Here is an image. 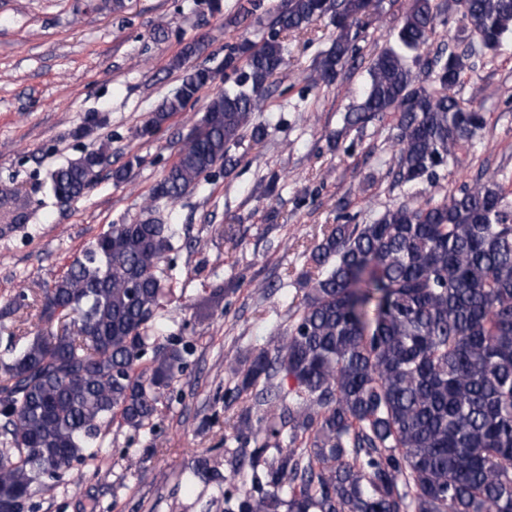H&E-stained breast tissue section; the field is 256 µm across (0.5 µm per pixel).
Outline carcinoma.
Instances as JSON below:
<instances>
[{
	"mask_svg": "<svg viewBox=\"0 0 512 512\" xmlns=\"http://www.w3.org/2000/svg\"><path fill=\"white\" fill-rule=\"evenodd\" d=\"M328 0H281L258 41L243 37L224 56L234 86L212 96L176 159L152 188L146 217L114 224L76 256L44 293L41 315H71L70 326L39 330L0 360V512L48 491L71 462L95 447L103 425L121 416L140 428L182 369L173 345L153 348L141 370L155 311L168 291L159 275L175 224L153 216L232 148L265 126L271 78L285 64L282 34L321 19ZM372 0H336V37L311 79L332 83L358 50ZM454 38L477 32L497 50L512 33V0H461ZM261 0H237L240 24ZM441 22L435 0H411L392 44L368 69L362 101L343 116L351 129L400 113L395 180L411 183L451 169L474 147L484 113L454 88L464 56L421 58ZM188 42L172 60L199 55ZM433 75L425 84L413 66ZM194 67L151 113L158 129L213 84ZM111 144L56 169L51 189L77 200L98 184ZM303 301L283 336L230 363L232 392L250 395L235 426L249 445L234 470L251 488L227 494L236 512H512V200L488 179L442 200L386 209L371 224H334L300 274ZM293 382L280 394L278 377ZM260 416L252 419V412Z\"/></svg>",
	"mask_w": 512,
	"mask_h": 512,
	"instance_id": "obj_1",
	"label": "carcinoma"
}]
</instances>
